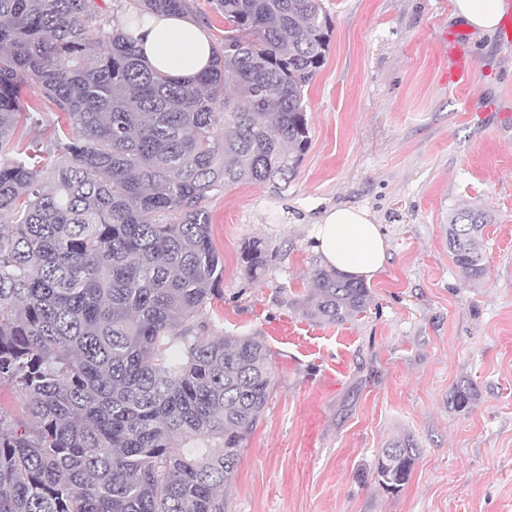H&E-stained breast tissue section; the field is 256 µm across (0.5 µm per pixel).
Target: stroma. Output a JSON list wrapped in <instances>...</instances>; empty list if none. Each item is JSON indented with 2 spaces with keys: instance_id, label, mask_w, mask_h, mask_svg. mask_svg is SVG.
I'll return each mask as SVG.
<instances>
[{
  "instance_id": "35a3bbf8",
  "label": "stroma",
  "mask_w": 512,
  "mask_h": 512,
  "mask_svg": "<svg viewBox=\"0 0 512 512\" xmlns=\"http://www.w3.org/2000/svg\"><path fill=\"white\" fill-rule=\"evenodd\" d=\"M333 31L306 93L309 144L287 190L243 184L211 196L220 292L200 315L216 332L271 352L268 404L224 489L225 512H512V44L464 30L451 0H323ZM464 33L474 69L448 86L445 33ZM21 145L47 143L65 118L33 91ZM365 208L388 248L365 313L329 325L295 302L323 261L326 209ZM490 218L487 271L464 277L448 219ZM274 258L247 278L245 240ZM472 381L463 412L448 397ZM412 435L409 481L388 492L376 453ZM477 397L475 386L469 380H463L454 387L448 398V404L451 408L461 412L469 409Z\"/></svg>"
}]
</instances>
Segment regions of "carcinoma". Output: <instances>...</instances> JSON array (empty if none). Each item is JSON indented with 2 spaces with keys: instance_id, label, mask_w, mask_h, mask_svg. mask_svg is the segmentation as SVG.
<instances>
[{
  "instance_id": "cac0c4a2",
  "label": "carcinoma",
  "mask_w": 512,
  "mask_h": 512,
  "mask_svg": "<svg viewBox=\"0 0 512 512\" xmlns=\"http://www.w3.org/2000/svg\"><path fill=\"white\" fill-rule=\"evenodd\" d=\"M127 26L147 13L197 16L194 0H113ZM224 39L208 69L150 68L98 0H0V512H224V485L262 415L271 354L255 336L197 322L224 269L205 201L241 183L288 184L309 142L305 95L331 25L321 0H210ZM70 127L39 148L13 138L22 89ZM55 155L49 169L44 155ZM487 215L453 213L448 250L485 275ZM244 273L273 254L241 246ZM297 305L340 324L370 288L313 272ZM468 380L448 398L477 399ZM373 476L396 492L419 448L389 442Z\"/></svg>"
}]
</instances>
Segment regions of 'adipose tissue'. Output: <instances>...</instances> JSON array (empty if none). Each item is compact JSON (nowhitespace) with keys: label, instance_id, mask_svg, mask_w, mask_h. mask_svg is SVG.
<instances>
[{"label":"adipose tissue","instance_id":"obj_1","mask_svg":"<svg viewBox=\"0 0 512 512\" xmlns=\"http://www.w3.org/2000/svg\"><path fill=\"white\" fill-rule=\"evenodd\" d=\"M451 5L454 18L483 34L494 33L502 15V0H451ZM132 38L150 66L171 76L188 79L210 64L208 36L184 16H147ZM315 240L327 267L356 280L372 279L385 261V240L363 208L326 211L317 224Z\"/></svg>","mask_w":512,"mask_h":512}]
</instances>
